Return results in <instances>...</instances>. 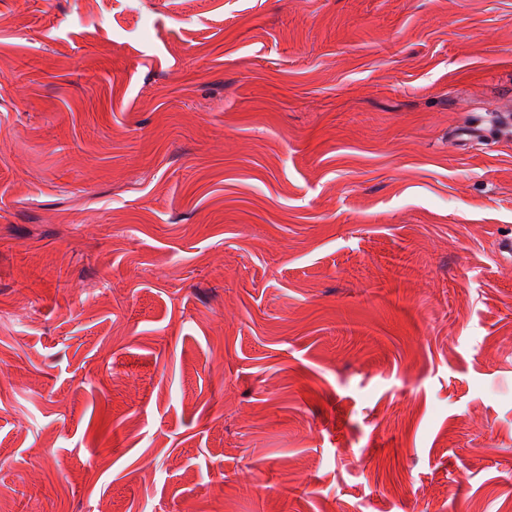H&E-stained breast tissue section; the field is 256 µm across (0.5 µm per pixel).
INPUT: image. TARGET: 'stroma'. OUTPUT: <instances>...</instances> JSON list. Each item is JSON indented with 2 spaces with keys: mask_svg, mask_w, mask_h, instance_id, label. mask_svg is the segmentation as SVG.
I'll list each match as a JSON object with an SVG mask.
<instances>
[{
  "mask_svg": "<svg viewBox=\"0 0 512 512\" xmlns=\"http://www.w3.org/2000/svg\"><path fill=\"white\" fill-rule=\"evenodd\" d=\"M512 0H0V512H512Z\"/></svg>",
  "mask_w": 512,
  "mask_h": 512,
  "instance_id": "obj_1",
  "label": "stroma"
}]
</instances>
